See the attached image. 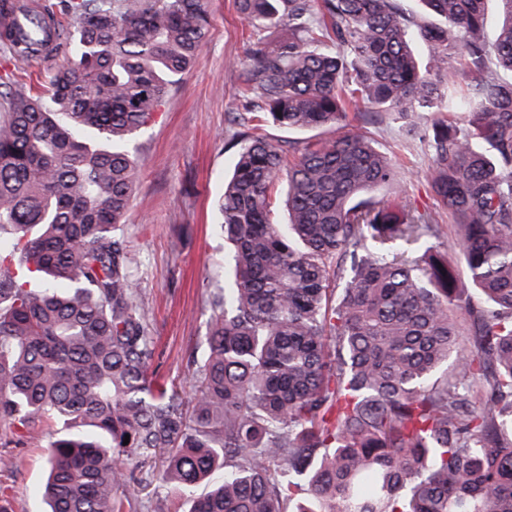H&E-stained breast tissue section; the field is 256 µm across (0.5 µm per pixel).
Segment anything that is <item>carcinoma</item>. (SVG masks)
Segmentation results:
<instances>
[{
  "mask_svg": "<svg viewBox=\"0 0 512 512\" xmlns=\"http://www.w3.org/2000/svg\"><path fill=\"white\" fill-rule=\"evenodd\" d=\"M206 2L69 0L38 43L0 33L17 64L63 37L0 121V426H56L46 512H130L134 463L161 454L189 512H512V0L493 39L490 0H236L227 283L188 393L150 373L124 217L129 145L200 54ZM350 102L361 122L329 140L262 133L336 127ZM445 109L467 121L428 129L430 183L472 295L443 226L378 195L403 177L366 131Z\"/></svg>",
  "mask_w": 512,
  "mask_h": 512,
  "instance_id": "1",
  "label": "carcinoma"
}]
</instances>
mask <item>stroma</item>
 Segmentation results:
<instances>
[{
	"label": "stroma",
	"mask_w": 512,
	"mask_h": 512,
	"mask_svg": "<svg viewBox=\"0 0 512 512\" xmlns=\"http://www.w3.org/2000/svg\"><path fill=\"white\" fill-rule=\"evenodd\" d=\"M208 10L210 31L201 53L133 143L138 177L124 219L132 270L157 340L153 367L162 380L182 386L189 383L192 358L202 354L198 341L210 317L209 293L224 284L215 199L233 168L241 110L236 71L252 35L234 0H209ZM54 69V59L18 65L0 49V83L7 87L42 89ZM436 118L422 113L412 131L385 118L369 131L376 147L404 171L393 201L445 224L448 215L429 181L425 140ZM45 453L44 445L0 430V497L10 501L12 512H41ZM161 466L149 463L150 477L129 487L132 503L138 512H187V503L155 479Z\"/></svg>",
	"instance_id": "35a3bbf8"
}]
</instances>
